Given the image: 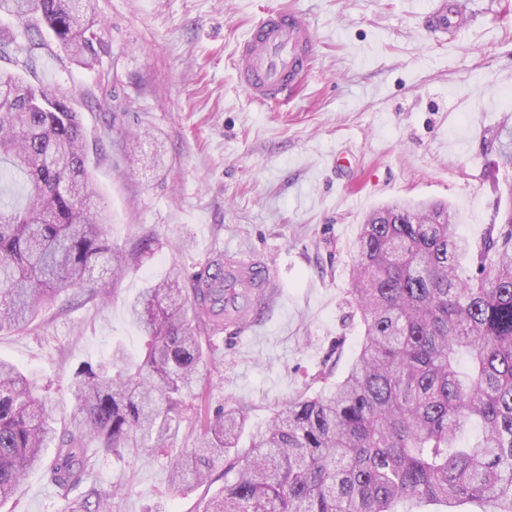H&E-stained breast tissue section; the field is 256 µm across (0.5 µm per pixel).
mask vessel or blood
I'll list each match as a JSON object with an SVG mask.
<instances>
[{
	"instance_id": "1",
	"label": "vessel or blood",
	"mask_w": 512,
	"mask_h": 512,
	"mask_svg": "<svg viewBox=\"0 0 512 512\" xmlns=\"http://www.w3.org/2000/svg\"><path fill=\"white\" fill-rule=\"evenodd\" d=\"M472 0H435L424 27L429 35H454L471 12ZM315 30L305 13L269 10L251 28L236 51L239 80L258 103L280 100L295 89L314 67ZM205 276L224 279V327L245 332L243 308H268L280 299L282 285L268 257L256 253L217 250L202 263Z\"/></svg>"
}]
</instances>
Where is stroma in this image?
Listing matches in <instances>:
<instances>
[{
  "label": "stroma",
  "instance_id": "stroma-1",
  "mask_svg": "<svg viewBox=\"0 0 512 512\" xmlns=\"http://www.w3.org/2000/svg\"><path fill=\"white\" fill-rule=\"evenodd\" d=\"M432 0H95L101 28L93 66L55 41L38 49L30 81L67 94L82 120L95 202L111 216L113 247L145 236L151 250L102 289L43 311L24 334L0 333V358L37 377L57 422L72 411L75 372L140 355L129 303L149 284L189 276L230 247L271 257L284 299L262 314L259 336L214 345L200 375L204 408L243 405L264 425L288 400L341 379L364 326L350 305L363 217L397 201H440L459 235L499 222L512 168L493 137L512 118V0H480L453 42L422 28ZM308 13L319 42L310 76L287 101L260 105L240 85L239 42L268 9ZM149 131L129 148L136 131ZM160 164H152L156 145ZM346 163L337 166V155ZM158 451L99 461L111 512H201L202 485L169 487ZM44 469L25 475L0 512H69Z\"/></svg>",
  "mask_w": 512,
  "mask_h": 512
}]
</instances>
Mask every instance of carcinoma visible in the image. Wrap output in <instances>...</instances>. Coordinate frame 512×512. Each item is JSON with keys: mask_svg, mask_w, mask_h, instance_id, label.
Wrapping results in <instances>:
<instances>
[{"mask_svg": "<svg viewBox=\"0 0 512 512\" xmlns=\"http://www.w3.org/2000/svg\"><path fill=\"white\" fill-rule=\"evenodd\" d=\"M93 0H0L24 21L0 34V59L24 65L45 28L84 66L95 60ZM512 167V127L498 139ZM0 332L22 333L70 291L99 293L101 262L120 276L129 256L107 242L78 113L65 95L0 72ZM441 204L396 202L361 224L352 273L364 325L346 375L327 391L288 401L252 435L244 408L195 403L208 334L224 320V283L167 278L129 305L145 350H120L76 373L59 432L36 381L0 361V502L56 444L49 482L86 489L72 512H109L112 490L91 481L100 458L150 454L172 421L195 414L202 434L175 453L176 495L233 474L203 512H398V504L512 512V206L473 243ZM475 264L479 276L466 274Z\"/></svg>", "mask_w": 512, "mask_h": 512, "instance_id": "1", "label": "carcinoma"}]
</instances>
